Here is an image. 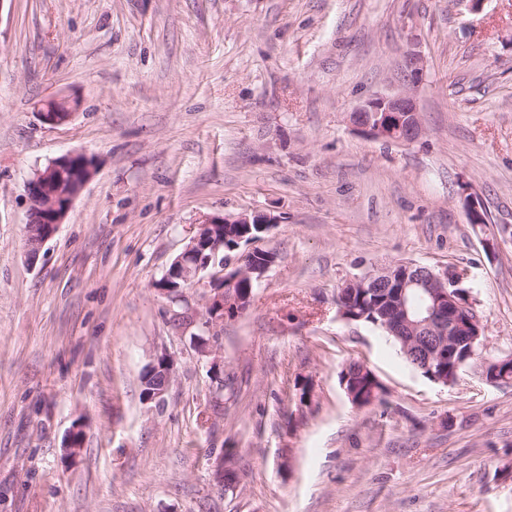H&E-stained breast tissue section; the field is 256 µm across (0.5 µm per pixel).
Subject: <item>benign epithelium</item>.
<instances>
[{
    "label": "benign epithelium",
    "mask_w": 512,
    "mask_h": 512,
    "mask_svg": "<svg viewBox=\"0 0 512 512\" xmlns=\"http://www.w3.org/2000/svg\"><path fill=\"white\" fill-rule=\"evenodd\" d=\"M63 108L44 104L40 117L48 125H61L71 119L79 103L75 99L62 101ZM350 122L358 132L374 139L392 142H414L423 135V127L414 96L409 91L396 95L375 94L362 101L350 115ZM95 165L83 153L69 152L50 160L36 170L27 183L30 202V220L26 227L25 245L30 257L35 258L42 246L51 239L85 184L92 178ZM463 203L469 223L480 224L485 220L484 211L478 200L462 192ZM279 217L261 211L241 212L224 216H209L200 222L199 231L185 245L173 261L165 280L175 278L182 281L180 287H210L206 296V310L202 314L201 328L212 331L224 322V297L244 278L262 280L271 264L254 263L253 253L236 259L219 257L224 250V237L216 235L218 226L224 224H277ZM224 271L218 281H204V273L214 267ZM427 282L429 303L411 320L404 317L403 325L412 333L429 341L428 359L447 354L453 358L458 351L462 337H467V359L480 370L493 367L503 370L496 382L507 384L512 381V358L493 359L484 355L485 341L481 340L484 328L476 312L462 316L453 298L451 288L463 282V274L456 270L425 271L404 279L400 288L398 309L406 311L407 288L417 280Z\"/></svg>",
    "instance_id": "benign-epithelium-1"
}]
</instances>
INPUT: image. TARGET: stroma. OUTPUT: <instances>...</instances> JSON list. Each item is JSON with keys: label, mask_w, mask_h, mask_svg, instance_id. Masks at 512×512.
Instances as JSON below:
<instances>
[{"label": "stroma", "mask_w": 512, "mask_h": 512, "mask_svg": "<svg viewBox=\"0 0 512 512\" xmlns=\"http://www.w3.org/2000/svg\"><path fill=\"white\" fill-rule=\"evenodd\" d=\"M405 89L418 141L352 127ZM53 98L79 99L67 123ZM70 151L95 174L29 259L27 183ZM251 210L279 215L277 260L198 356L204 289L156 284L203 216ZM397 262L464 272L512 354V0H0V512H512V384L430 381L339 315ZM352 361L385 403L349 402ZM54 101L62 103L64 109H59L51 106L49 103H45L40 112L42 121L51 126L61 125L70 120L79 106L78 101L75 99Z\"/></svg>", "instance_id": "1"}]
</instances>
